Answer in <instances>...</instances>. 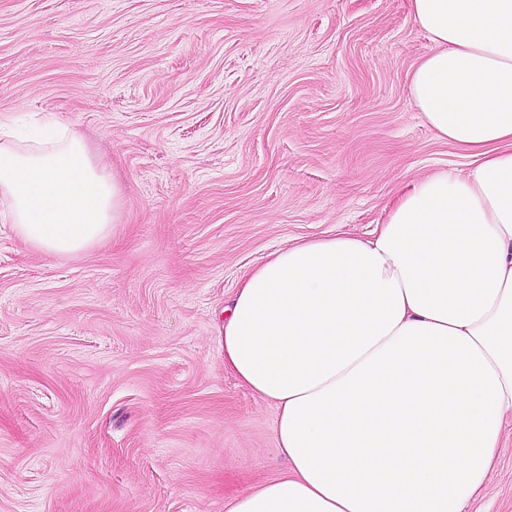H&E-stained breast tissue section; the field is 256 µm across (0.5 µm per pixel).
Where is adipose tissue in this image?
I'll return each mask as SVG.
<instances>
[{"instance_id":"1","label":"adipose tissue","mask_w":512,"mask_h":512,"mask_svg":"<svg viewBox=\"0 0 512 512\" xmlns=\"http://www.w3.org/2000/svg\"><path fill=\"white\" fill-rule=\"evenodd\" d=\"M409 92L466 169L409 181L363 240L285 246L224 304L225 365L272 403L284 471L224 512H464L512 414V0H410ZM13 234L70 256L120 189L69 130L0 137Z\"/></svg>"}]
</instances>
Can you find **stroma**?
I'll use <instances>...</instances> for the list:
<instances>
[{"label": "stroma", "instance_id": "35a3bbf8", "mask_svg": "<svg viewBox=\"0 0 512 512\" xmlns=\"http://www.w3.org/2000/svg\"><path fill=\"white\" fill-rule=\"evenodd\" d=\"M430 47L410 0H0V123L54 114L122 195L73 257L0 222V512H224L283 469L224 302L460 165L409 95ZM467 512H512V415Z\"/></svg>", "mask_w": 512, "mask_h": 512}]
</instances>
